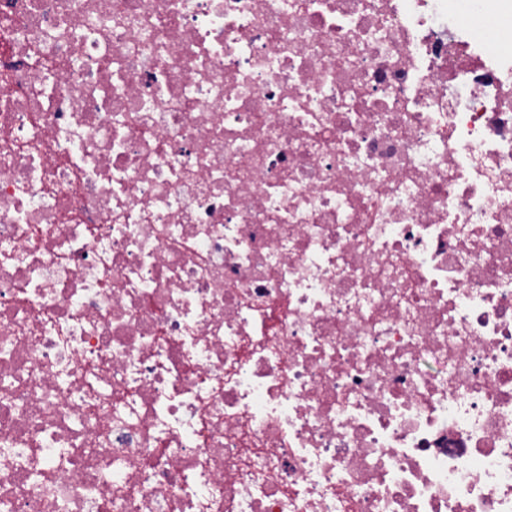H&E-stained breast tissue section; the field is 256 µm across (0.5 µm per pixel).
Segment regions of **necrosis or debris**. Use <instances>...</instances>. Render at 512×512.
<instances>
[{"mask_svg": "<svg viewBox=\"0 0 512 512\" xmlns=\"http://www.w3.org/2000/svg\"><path fill=\"white\" fill-rule=\"evenodd\" d=\"M512 0H0V512H512Z\"/></svg>", "mask_w": 512, "mask_h": 512, "instance_id": "4bbe7bcc", "label": "necrosis or debris"}]
</instances>
